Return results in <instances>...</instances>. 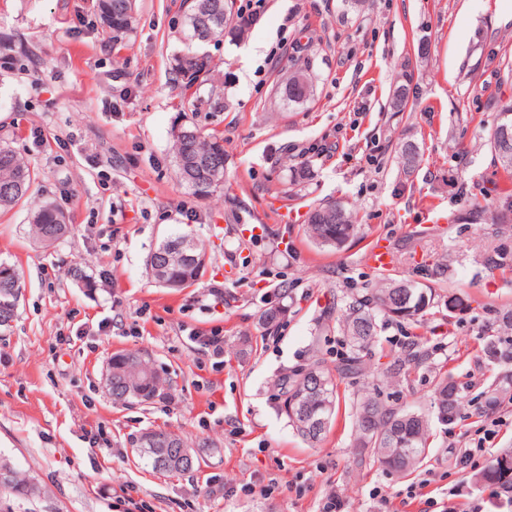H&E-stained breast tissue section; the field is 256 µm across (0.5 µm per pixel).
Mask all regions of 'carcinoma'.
Listing matches in <instances>:
<instances>
[{"instance_id": "obj_1", "label": "carcinoma", "mask_w": 512, "mask_h": 512, "mask_svg": "<svg viewBox=\"0 0 512 512\" xmlns=\"http://www.w3.org/2000/svg\"><path fill=\"white\" fill-rule=\"evenodd\" d=\"M226 0H192L183 11L180 40L183 49L177 57V71L187 82L206 81L212 73L211 59L203 46L224 36L232 39L241 37L245 29L230 27L224 19ZM98 9L103 32L108 41L122 42L134 29L133 0H98ZM310 93L308 77L300 76L296 83H286L283 97L290 103L299 104ZM512 129V103L502 105L496 122L488 133L491 151H496L502 127ZM173 162L176 178L186 185L199 199L207 197L213 189L224 181V140L216 133H204L196 127H184L182 133L173 134ZM34 182V171L30 164L14 150L0 146V210H10L26 198ZM470 216L477 219L487 211L496 212V219L504 220L512 214V200L493 197L482 190L470 195ZM36 241L49 246L62 239L69 232L65 214L50 203L39 206L30 218ZM356 225L352 213L344 211V223L323 224L308 220L307 233L317 244L339 248L354 237ZM187 237L179 233L164 238L157 248L168 249L167 287L186 288L194 284L200 270L206 264V251L195 247V258L188 260L176 244ZM14 265L0 262V326H6L15 317L19 292ZM400 281L386 279L385 286L375 294L353 295L344 301L346 318L343 335L349 345V354L343 361L342 372L354 375L361 370L364 355L378 342L384 324L395 319L393 305ZM402 320H413L434 304L443 301L445 296L431 286L417 282L411 289ZM112 399L115 402H149L167 396L169 382L155 364L143 356L126 351L112 353ZM282 401L279 410L284 414L289 426L304 441L315 445L332 426L336 416V383L325 373L319 360L300 372L285 374L277 382ZM437 421L443 425L452 422L458 414L459 396L457 389L443 379L436 389ZM313 419L325 420L317 433L305 431L295 421L298 410ZM357 441L362 448H369L382 467L398 475H404L421 466L429 453L432 421L428 416L410 410L395 411L386 407L376 396H369L358 406L354 422ZM182 442L171 432L147 429L140 434L136 446L145 449L152 468L159 473H181L186 468L171 461H163L152 452L169 442ZM512 461V451L496 457L494 462L475 473L472 484L478 489L487 486H512V468L502 466V461ZM33 481L13 472L10 485L0 488V495L29 500L34 495L29 492Z\"/></svg>"}]
</instances>
